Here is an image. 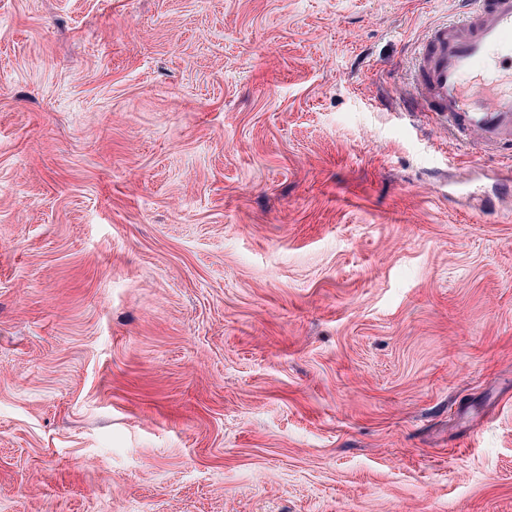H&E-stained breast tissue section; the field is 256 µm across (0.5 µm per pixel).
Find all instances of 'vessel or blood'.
<instances>
[{
    "instance_id": "vessel-or-blood-1",
    "label": "vessel or blood",
    "mask_w": 512,
    "mask_h": 512,
    "mask_svg": "<svg viewBox=\"0 0 512 512\" xmlns=\"http://www.w3.org/2000/svg\"><path fill=\"white\" fill-rule=\"evenodd\" d=\"M417 48L415 103L458 140L512 151V0H465Z\"/></svg>"
}]
</instances>
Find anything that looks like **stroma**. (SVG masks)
Masks as SVG:
<instances>
[{"mask_svg":"<svg viewBox=\"0 0 512 512\" xmlns=\"http://www.w3.org/2000/svg\"><path fill=\"white\" fill-rule=\"evenodd\" d=\"M461 0H0V512H512V157L410 108Z\"/></svg>","mask_w":512,"mask_h":512,"instance_id":"35a3bbf8","label":"stroma"}]
</instances>
